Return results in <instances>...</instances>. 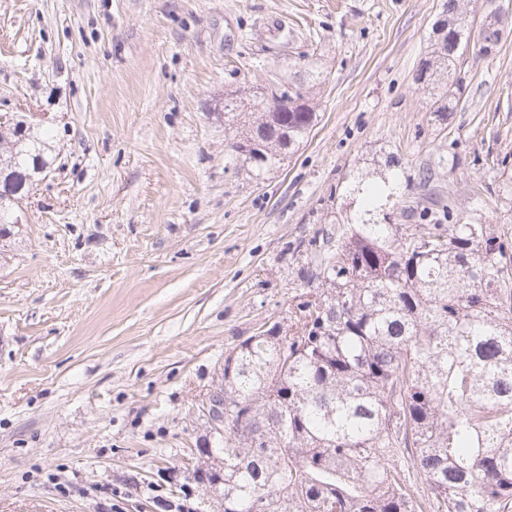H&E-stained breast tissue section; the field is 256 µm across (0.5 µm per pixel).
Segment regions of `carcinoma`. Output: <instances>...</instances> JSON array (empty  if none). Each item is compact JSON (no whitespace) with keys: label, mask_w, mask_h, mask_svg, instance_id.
Masks as SVG:
<instances>
[{"label":"carcinoma","mask_w":512,"mask_h":512,"mask_svg":"<svg viewBox=\"0 0 512 512\" xmlns=\"http://www.w3.org/2000/svg\"><path fill=\"white\" fill-rule=\"evenodd\" d=\"M470 0H444L418 81L448 111L462 83ZM495 16L477 37L503 39ZM278 113L224 93L232 151L257 173L282 163L318 119L323 72L304 63ZM389 176L356 180L361 207L325 236L307 288L275 323L225 354L224 435L194 465L223 512H512V278L509 245L488 224L425 210L427 224H382ZM18 126L0 131V209L50 167ZM428 243L430 248L421 250ZM422 492L414 494L416 484Z\"/></svg>","instance_id":"cac0c4a2"}]
</instances>
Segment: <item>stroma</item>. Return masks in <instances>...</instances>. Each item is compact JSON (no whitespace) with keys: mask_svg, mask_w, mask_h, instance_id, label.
I'll list each match as a JSON object with an SVG mask.
<instances>
[{"mask_svg":"<svg viewBox=\"0 0 512 512\" xmlns=\"http://www.w3.org/2000/svg\"><path fill=\"white\" fill-rule=\"evenodd\" d=\"M444 0H0V114L51 168L0 258V512H217L192 467L224 355L286 322L354 176L512 240V32L450 111L416 81ZM326 75L299 149L225 157L224 92ZM433 167L430 184L420 169Z\"/></svg>","mask_w":512,"mask_h":512,"instance_id":"35a3bbf8","label":"stroma"}]
</instances>
